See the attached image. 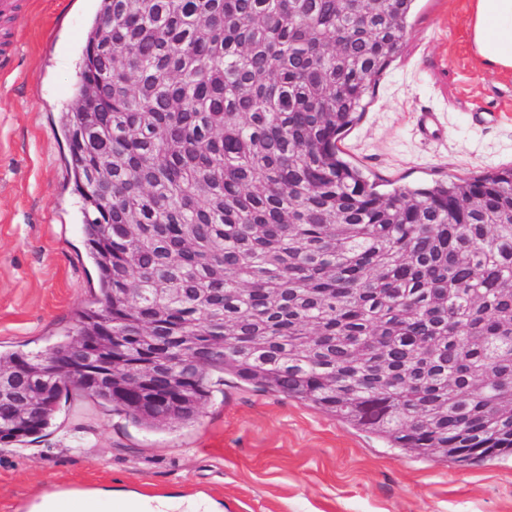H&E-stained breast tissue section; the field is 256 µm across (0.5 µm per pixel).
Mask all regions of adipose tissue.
Returning a JSON list of instances; mask_svg holds the SVG:
<instances>
[{
    "label": "adipose tissue",
    "mask_w": 512,
    "mask_h": 512,
    "mask_svg": "<svg viewBox=\"0 0 512 512\" xmlns=\"http://www.w3.org/2000/svg\"><path fill=\"white\" fill-rule=\"evenodd\" d=\"M470 33L478 56L499 71L512 70V0H471ZM31 512H221L195 496H143L101 486L85 493L42 494Z\"/></svg>",
    "instance_id": "1"
}]
</instances>
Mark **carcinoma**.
<instances>
[{"label": "carcinoma", "instance_id": "obj_1", "mask_svg": "<svg viewBox=\"0 0 512 512\" xmlns=\"http://www.w3.org/2000/svg\"><path fill=\"white\" fill-rule=\"evenodd\" d=\"M412 2L362 19L342 0H100L64 114L98 291L57 346L0 352L47 392L27 433L0 400V442L48 428L72 389L173 425L56 357L110 321L182 360L184 422L229 376L418 457L512 453V167L385 195L338 146ZM105 155L110 192L91 184Z\"/></svg>", "mask_w": 512, "mask_h": 512}]
</instances>
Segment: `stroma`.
I'll return each mask as SVG.
<instances>
[{
    "mask_svg": "<svg viewBox=\"0 0 512 512\" xmlns=\"http://www.w3.org/2000/svg\"><path fill=\"white\" fill-rule=\"evenodd\" d=\"M0 44V351L65 340L97 271L61 117L98 0H28ZM470 0H416L342 156L380 192L512 165V72L481 62ZM435 113L424 137L420 113ZM112 485L220 500L224 512H512V455L459 464L388 447L311 405L230 378L191 422L144 428L71 395L52 425L0 443V512L36 493Z\"/></svg>",
    "mask_w": 512,
    "mask_h": 512,
    "instance_id": "obj_1",
    "label": "stroma"
}]
</instances>
